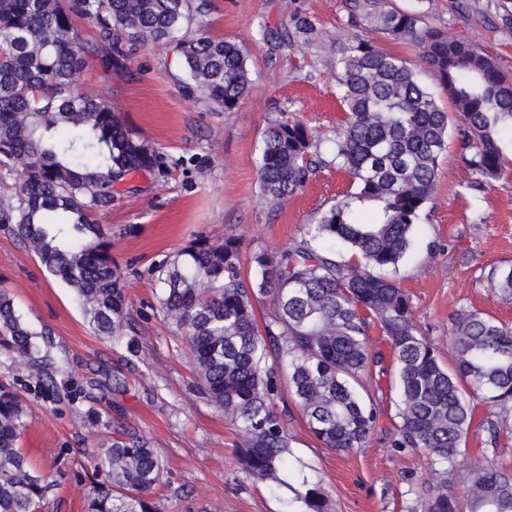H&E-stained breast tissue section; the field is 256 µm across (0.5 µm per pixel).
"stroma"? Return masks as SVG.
<instances>
[{"mask_svg": "<svg viewBox=\"0 0 512 512\" xmlns=\"http://www.w3.org/2000/svg\"><path fill=\"white\" fill-rule=\"evenodd\" d=\"M418 7L431 25L468 40L512 74V25L496 0H395ZM314 20L320 43L276 45L260 22L293 29L294 14ZM201 29L246 52L249 93L230 111L186 97L182 68L169 49L149 43L124 72H84L78 90L109 100L121 120L178 165L169 177H137L135 193L117 194L97 218L112 235V256L124 275L131 330L120 339L98 336L71 288L50 275L34 254L0 230V289L15 297L29 327L49 331L56 363L54 387L36 395L35 375L0 351V382L28 406L21 446L54 485L45 512H84L93 465L114 429L145 435L165 465L155 498L160 512H284L292 492L254 480L240 467L238 429L195 387L191 355L159 304L152 276L158 264L198 238L241 241L242 272L253 277L252 254L285 249L304 225L316 223L350 184L347 172L317 162L307 183L276 203L259 190L263 133L289 117L332 139L346 122L329 65L337 41L355 36L418 63L414 48L369 27L347 25L345 0H207ZM457 146L442 157L438 184L422 213L408 256L395 278L411 296L415 322L447 350L458 314L478 309L512 322V298L497 292L495 273L512 268V162L482 188ZM384 368L375 392L383 409L367 447L341 455L309 433L285 376L273 402L286 414L290 458L327 495V512H420L437 482L425 452L397 448L396 363L389 341L372 332ZM465 463L512 470V405L475 402Z\"/></svg>", "mask_w": 512, "mask_h": 512, "instance_id": "obj_1", "label": "stroma"}]
</instances>
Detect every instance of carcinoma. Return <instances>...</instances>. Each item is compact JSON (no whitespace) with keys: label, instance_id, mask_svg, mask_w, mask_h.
<instances>
[{"label":"carcinoma","instance_id":"obj_1","mask_svg":"<svg viewBox=\"0 0 512 512\" xmlns=\"http://www.w3.org/2000/svg\"><path fill=\"white\" fill-rule=\"evenodd\" d=\"M351 26L366 24L418 51L434 85L462 119L457 137L465 165L482 182L505 164L501 133L512 128V76L475 44L448 36L420 12L391 0H347ZM205 2L193 0H0V229L34 252L71 288L99 336L128 326L122 273L112 240L96 215L116 186L137 174L169 175L176 162L126 126L108 100L74 91L97 64L121 72L137 46L163 44L186 74L181 91L224 111L251 88L246 56L235 42L192 31ZM95 28L82 40L75 21ZM318 36L294 16L292 38ZM347 112L331 162L353 181L315 224L286 249L252 255L255 276L243 281L240 241L197 239L157 266L160 305L188 345L200 392L239 427L238 461L253 479H279L293 467L289 434L273 405L274 367L288 381L308 429L339 454L363 448L376 427L368 387L380 357L373 329L398 364L396 448H420L439 477L421 512H512V474L479 464L463 474L465 490H448V470L465 456L477 398L512 402V325L477 310L454 321L448 360L419 331L412 299L391 276L406 257L425 204L435 191L451 140L448 112L402 58L356 37L330 61ZM322 142L298 120L264 132L257 165L268 200L307 182ZM351 252L352 263L336 259ZM269 306L264 326L255 308ZM51 337L33 331L10 295L0 292V349L37 377L53 365ZM26 407L0 385V512H44L51 488L20 448ZM85 512H158L153 491L164 464L148 438L120 433L98 459ZM285 512H326V495L306 477Z\"/></svg>","mask_w":512,"mask_h":512}]
</instances>
